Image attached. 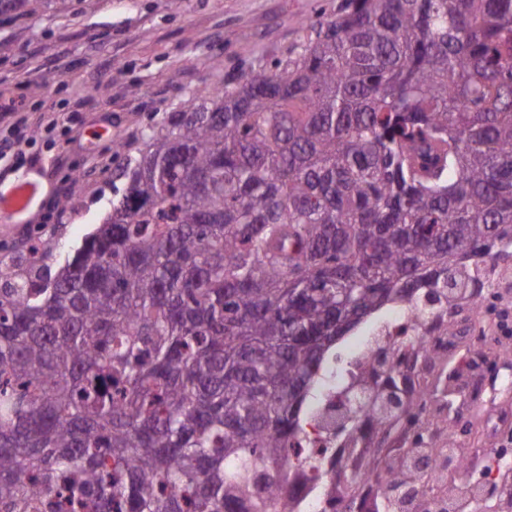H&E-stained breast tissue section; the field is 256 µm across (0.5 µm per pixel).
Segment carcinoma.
I'll list each match as a JSON object with an SVG mask.
<instances>
[{
  "instance_id": "obj_1",
  "label": "carcinoma",
  "mask_w": 512,
  "mask_h": 512,
  "mask_svg": "<svg viewBox=\"0 0 512 512\" xmlns=\"http://www.w3.org/2000/svg\"><path fill=\"white\" fill-rule=\"evenodd\" d=\"M198 92L51 272L0 271V512H293L325 354L512 261V0H342ZM394 459L389 488L427 495Z\"/></svg>"
}]
</instances>
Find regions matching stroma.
<instances>
[{
    "instance_id": "obj_1",
    "label": "stroma",
    "mask_w": 512,
    "mask_h": 512,
    "mask_svg": "<svg viewBox=\"0 0 512 512\" xmlns=\"http://www.w3.org/2000/svg\"><path fill=\"white\" fill-rule=\"evenodd\" d=\"M341 0H44L37 13L0 16V100L29 114L22 148L29 161L0 156V189L14 166L33 173L37 198L26 219H0V268L24 261L29 239L41 240L43 262L57 269L104 223L125 189L117 173L138 158L144 135L168 113L185 109L203 87L270 69L304 39L305 19L335 14ZM56 124H48L47 115ZM482 341L463 338L466 356L512 371L500 350L497 317L486 314ZM453 357L427 362L417 385L437 391L429 407L443 416L455 400L467 432L456 446L469 471L512 454V394L472 397L471 372L455 390L446 375Z\"/></svg>"
}]
</instances>
